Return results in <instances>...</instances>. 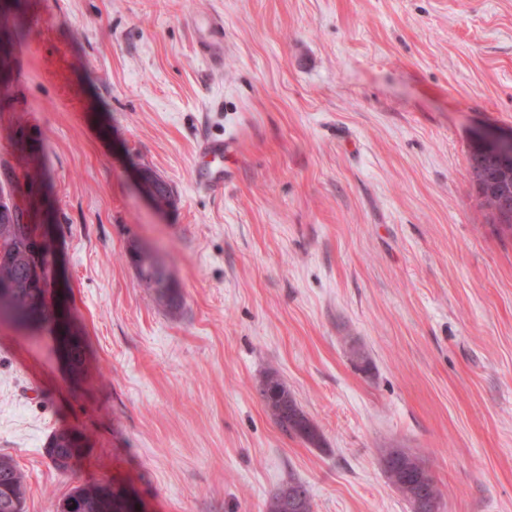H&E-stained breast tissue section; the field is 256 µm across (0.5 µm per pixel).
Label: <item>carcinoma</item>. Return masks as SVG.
<instances>
[{"mask_svg":"<svg viewBox=\"0 0 512 512\" xmlns=\"http://www.w3.org/2000/svg\"><path fill=\"white\" fill-rule=\"evenodd\" d=\"M472 170L491 169L494 157L474 148L470 153ZM40 225L25 221V208L14 207L0 213V294L7 296L5 315L13 323L45 329L54 335L55 342L66 352L74 366L82 364L83 346L55 309L51 298L50 282L54 279L57 256L47 241H39ZM128 258L146 287L151 289L156 303L170 314L180 312L183 305L182 290L161 288L165 269L153 258L133 249ZM267 411L285 432L294 433L313 446L321 436L277 372L266 373L259 388ZM84 447V435L77 429H62L53 433L45 446L53 467L66 473L72 469L78 449ZM382 460L389 483L407 502L426 492L429 500H439L441 493L425 462L402 448H388ZM26 480L14 460L0 455V512H25ZM300 499L298 512H313V503L307 486L298 479H290L270 496L266 512H290L288 495ZM57 512H134L125 505L123 495L109 482L92 483L74 488L58 503Z\"/></svg>","mask_w":512,"mask_h":512,"instance_id":"cac0c4a2","label":"carcinoma"}]
</instances>
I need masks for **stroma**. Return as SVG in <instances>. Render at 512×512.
Listing matches in <instances>:
<instances>
[{"mask_svg": "<svg viewBox=\"0 0 512 512\" xmlns=\"http://www.w3.org/2000/svg\"><path fill=\"white\" fill-rule=\"evenodd\" d=\"M223 25L208 67L196 23ZM0 163L44 175L56 293L84 344L0 322V455L26 512L112 482L143 512H411L384 449L422 458L441 512H512V236L481 206L475 131H512V0H22ZM232 140L218 192L194 150ZM173 189L156 210L138 168ZM150 248L184 307L153 301ZM362 349L367 368L351 361ZM285 381L323 437L282 431ZM76 428L69 473L44 453ZM152 257V258H151ZM130 263L136 269L138 276L146 288H150L156 303L170 314H178L183 305L182 290L177 284L176 288H152L153 285H160L163 282V275L166 270L160 266L153 256H145L133 249L128 252ZM267 411L274 422L285 432L294 433L313 446H318L321 436L277 372L266 373L259 388ZM288 494L300 499V510H288ZM266 512H313V503L307 486L298 479H289L270 496Z\"/></svg>", "mask_w": 512, "mask_h": 512, "instance_id": "obj_1", "label": "stroma"}]
</instances>
